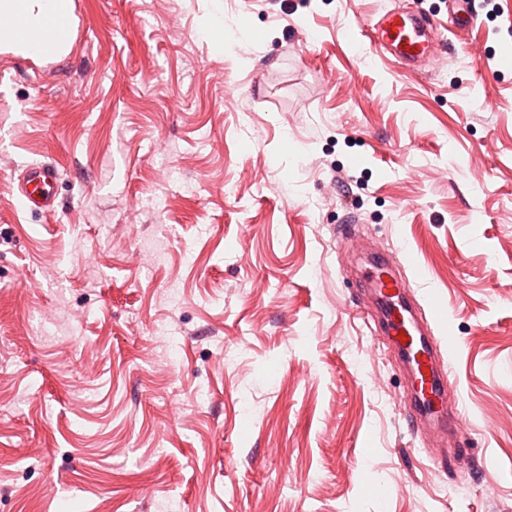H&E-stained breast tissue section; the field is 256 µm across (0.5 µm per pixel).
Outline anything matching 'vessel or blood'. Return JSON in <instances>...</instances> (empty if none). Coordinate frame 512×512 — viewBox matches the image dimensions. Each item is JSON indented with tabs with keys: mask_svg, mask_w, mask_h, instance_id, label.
<instances>
[{
	"mask_svg": "<svg viewBox=\"0 0 512 512\" xmlns=\"http://www.w3.org/2000/svg\"><path fill=\"white\" fill-rule=\"evenodd\" d=\"M31 8L32 0H9L8 11L0 13V26L11 34L10 41L0 45V56L49 61L77 47L84 33L80 9L45 13L34 30L30 27ZM364 24L374 37L373 48L388 52L401 66H415L433 49L432 30L417 14L394 8L365 19ZM59 179L55 164H31L19 175L16 194L31 210L53 211ZM369 282L379 298L391 344L411 367V385L419 397L412 405L415 419L429 422L439 431H464L462 419L450 420L443 413L446 381L438 367L440 341L432 330L421 329L407 317L405 280L384 262L373 264Z\"/></svg>",
	"mask_w": 512,
	"mask_h": 512,
	"instance_id": "vessel-or-blood-1",
	"label": "vessel or blood"
}]
</instances>
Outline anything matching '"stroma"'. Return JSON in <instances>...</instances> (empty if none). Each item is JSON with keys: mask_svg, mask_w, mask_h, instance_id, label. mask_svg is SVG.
Listing matches in <instances>:
<instances>
[{"mask_svg": "<svg viewBox=\"0 0 512 512\" xmlns=\"http://www.w3.org/2000/svg\"><path fill=\"white\" fill-rule=\"evenodd\" d=\"M396 1L447 16L82 0L0 77V512H512V0L417 72L361 30ZM367 248L445 309L466 435L409 419ZM59 179V169L54 163H34L19 175L15 192L31 210L50 212L55 209Z\"/></svg>", "mask_w": 512, "mask_h": 512, "instance_id": "stroma-1", "label": "stroma"}]
</instances>
